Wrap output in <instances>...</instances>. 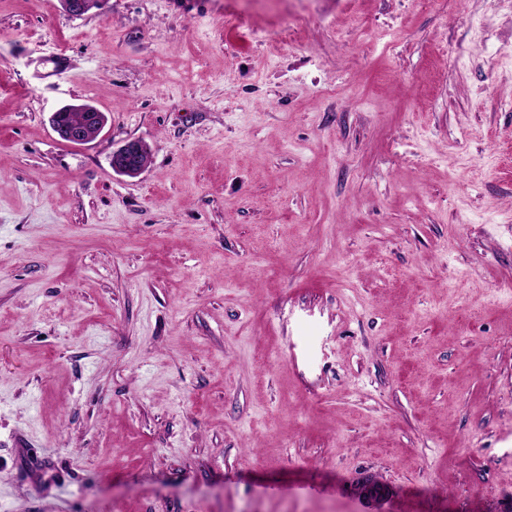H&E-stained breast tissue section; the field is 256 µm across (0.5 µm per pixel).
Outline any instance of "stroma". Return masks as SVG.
Wrapping results in <instances>:
<instances>
[{
  "label": "stroma",
  "mask_w": 512,
  "mask_h": 512,
  "mask_svg": "<svg viewBox=\"0 0 512 512\" xmlns=\"http://www.w3.org/2000/svg\"><path fill=\"white\" fill-rule=\"evenodd\" d=\"M510 280L512 0H0V512H512ZM68 106H64L52 113L50 117L51 125L57 135L64 141L75 143H87L86 130L89 128L100 129L102 127L101 112L95 108L89 107L83 110L77 104L71 105L69 112ZM66 113L65 120L78 125H73L62 121V114ZM84 117L83 125L82 123ZM149 152L148 146L140 140H130L112 154V170L120 175L136 177L144 169L149 156L142 162L143 156Z\"/></svg>",
  "instance_id": "35a3bbf8"
}]
</instances>
